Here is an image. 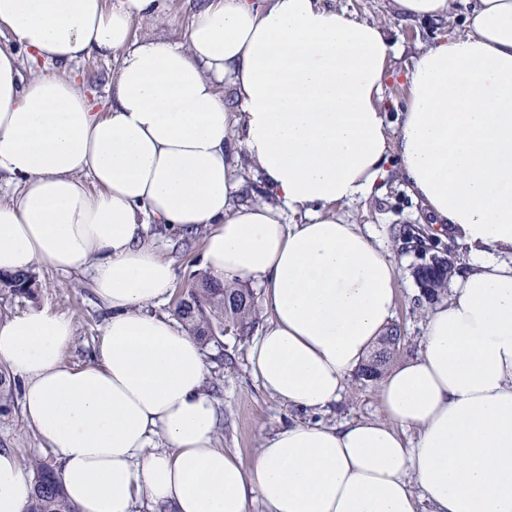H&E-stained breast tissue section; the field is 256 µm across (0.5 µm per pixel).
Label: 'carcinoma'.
Returning a JSON list of instances; mask_svg holds the SVG:
<instances>
[{
    "label": "carcinoma",
    "mask_w": 512,
    "mask_h": 512,
    "mask_svg": "<svg viewBox=\"0 0 512 512\" xmlns=\"http://www.w3.org/2000/svg\"><path fill=\"white\" fill-rule=\"evenodd\" d=\"M39 283L32 272L0 275V290L13 295L33 298ZM176 312L187 329L206 344L221 345L224 328L239 335L249 332L258 320V310L253 294L236 284L225 286L201 277L190 289L187 298L180 301ZM405 346V336L397 326H392L379 339L369 361L358 372V379L377 380L397 352ZM13 400L9 371L0 365V413L7 411ZM34 495L27 512H78L68 499L55 471L41 461L33 462Z\"/></svg>",
    "instance_id": "1"
}]
</instances>
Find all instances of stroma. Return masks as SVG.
<instances>
[{
	"mask_svg": "<svg viewBox=\"0 0 512 512\" xmlns=\"http://www.w3.org/2000/svg\"><path fill=\"white\" fill-rule=\"evenodd\" d=\"M329 4L350 18L380 23L389 29L396 50L388 60L390 76L384 88L385 112L388 123L396 124L408 96L403 81L405 71L424 46L447 33V23L426 24L393 17L387 12L384 0H329ZM116 66L115 60L94 56L72 68L78 79L95 92L99 111L108 109L104 89ZM340 213L386 244L398 238L400 229L423 231L418 250L404 249L397 253L400 280L394 316L395 324L408 336L411 345L419 346L424 332V315L414 307L420 290L412 276V268L420 264L422 257L446 255L448 244L424 232L420 203L395 175L376 185L368 199L342 207ZM155 234L158 251L171 261L176 275L171 299L154 308L155 313L165 314L174 312L177 298L187 293L195 283L202 262L204 240L198 236L184 243L177 234L160 228ZM35 272L41 284L36 300L0 292V321L26 310L33 302L65 314L74 326L72 344L66 354L67 362L80 366L94 363L106 313L97 302L89 275L63 273L41 266L36 267ZM252 340L249 334H230L224 336L223 347L209 344L204 349L209 368L207 389L221 414L216 445L239 455L246 462L255 456L261 435L274 433L290 420L313 417L310 412L285 406L262 388L249 361ZM375 390V383L350 377L343 400L316 417L330 424L380 417ZM0 448L13 450L26 466L35 459L51 466L57 463L54 453L43 448L28 428L21 404L17 401L12 403L8 412L0 414Z\"/></svg>",
	"mask_w": 512,
	"mask_h": 512,
	"instance_id": "1",
	"label": "stroma"
}]
</instances>
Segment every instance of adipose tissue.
Returning <instances> with one entry per match:
<instances>
[{"mask_svg": "<svg viewBox=\"0 0 512 512\" xmlns=\"http://www.w3.org/2000/svg\"><path fill=\"white\" fill-rule=\"evenodd\" d=\"M164 0H0V272H86L108 310L98 361L67 363L71 320L32 308L0 322L28 427L57 457L79 512H512V0H465L463 27L418 53L397 128L383 88L394 44L325 0H199L180 40ZM452 21L455 0H386ZM140 36H133L134 24ZM115 58L109 109L63 69ZM39 66L27 78L22 61ZM234 99L225 103L219 82ZM433 236L468 258L425 313L414 358L379 381L384 416L293 420L251 462L215 443L202 347L171 314L157 224L204 233L218 280L263 290L249 348L288 407L343 398L397 303L389 249L338 216L391 162ZM258 183L265 201L244 197ZM418 432L408 441L403 428ZM33 491L0 449V512Z\"/></svg>", "mask_w": 512, "mask_h": 512, "instance_id": "adipose-tissue-1", "label": "adipose tissue"}]
</instances>
